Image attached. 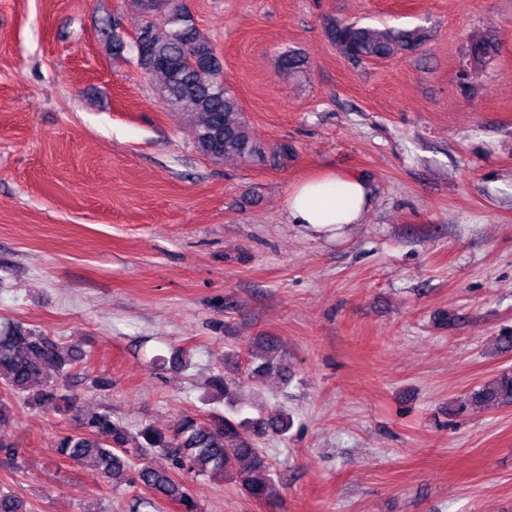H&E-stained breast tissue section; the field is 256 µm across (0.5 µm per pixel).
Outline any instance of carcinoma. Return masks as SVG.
Returning <instances> with one entry per match:
<instances>
[{
  "label": "carcinoma",
  "mask_w": 512,
  "mask_h": 512,
  "mask_svg": "<svg viewBox=\"0 0 512 512\" xmlns=\"http://www.w3.org/2000/svg\"><path fill=\"white\" fill-rule=\"evenodd\" d=\"M139 4L143 18L136 36L140 43L132 47L136 63L145 75L162 78L160 93L168 109L192 126L197 152L214 163L265 160L239 98L218 83L221 55L186 0L156 4L139 0ZM324 34L344 59L356 63L418 52L430 39L422 26H361L335 17L326 19ZM499 50L497 35L490 30L470 39L465 55L472 62L487 64ZM257 343L263 353H248L238 379L228 381L217 373L208 381L210 398L224 399L228 412L215 413L205 422L183 416L169 435L145 426L133 436L110 412L82 410L63 388L71 369L85 361L80 345L61 343L19 322L0 328V384L30 406L74 413L76 429L55 439V453L93 467L114 488L140 485L156 499L179 503L182 512H199L196 500L174 472L229 477L236 464L245 463L248 470L240 476L241 489L253 499L271 502L279 497V489L258 445L267 438H286L292 418L286 411L240 417L241 388L281 368L280 345L269 338ZM469 402L512 406V370L505 369L492 382L473 388L458 408L464 409ZM149 452L162 453L170 467L131 471V459ZM0 512H26V508L14 494L0 490Z\"/></svg>",
  "instance_id": "cac0c4a2"
}]
</instances>
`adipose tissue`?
Listing matches in <instances>:
<instances>
[{"instance_id": "ef3b65f1", "label": "adipose tissue", "mask_w": 512, "mask_h": 512, "mask_svg": "<svg viewBox=\"0 0 512 512\" xmlns=\"http://www.w3.org/2000/svg\"><path fill=\"white\" fill-rule=\"evenodd\" d=\"M371 205L363 177L328 172L294 186L286 200L289 223L316 234H335L338 226L361 223Z\"/></svg>"}]
</instances>
